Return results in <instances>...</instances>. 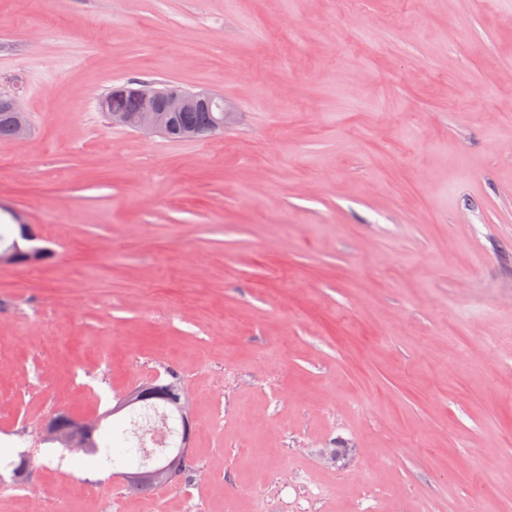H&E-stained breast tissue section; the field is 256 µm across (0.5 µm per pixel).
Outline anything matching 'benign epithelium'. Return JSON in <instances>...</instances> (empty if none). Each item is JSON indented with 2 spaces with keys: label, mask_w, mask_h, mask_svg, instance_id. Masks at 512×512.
Segmentation results:
<instances>
[{
  "label": "benign epithelium",
  "mask_w": 512,
  "mask_h": 512,
  "mask_svg": "<svg viewBox=\"0 0 512 512\" xmlns=\"http://www.w3.org/2000/svg\"><path fill=\"white\" fill-rule=\"evenodd\" d=\"M112 93L132 99L136 103V109L128 112L112 113V126L129 128L142 135L168 136V116L172 112H193L201 109H211L217 113L215 129H224L227 119L230 118V105L224 100V96L217 95L206 88L196 90L189 89L178 82H168L157 86L148 82H139L137 86H114ZM0 107L14 113L15 139L27 137L29 133V121L25 111L19 106L14 96L0 93ZM26 244L20 248L13 246L6 251H0V264L14 265L22 261L28 265L39 263L46 249L37 244V238L29 231L25 232ZM174 408L186 425V434L183 439V447L175 451L156 453L148 448L144 452L146 464L137 471L124 472L122 476L129 480L142 478L158 486H167L177 480L178 469L175 461L186 452V446L191 439V427L194 417L190 410L189 400L184 396L172 397ZM74 422L76 436L62 438L65 447L72 450L83 447L82 439L92 436L100 427L99 421L84 418L71 417Z\"/></svg>",
  "instance_id": "1"
}]
</instances>
